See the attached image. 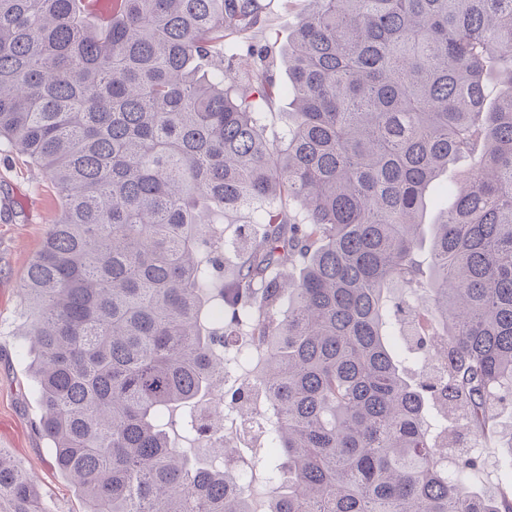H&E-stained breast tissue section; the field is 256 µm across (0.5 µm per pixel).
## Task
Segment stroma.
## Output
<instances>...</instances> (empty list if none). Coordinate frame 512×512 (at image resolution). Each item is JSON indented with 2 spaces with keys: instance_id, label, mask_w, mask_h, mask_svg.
<instances>
[{
  "instance_id": "1",
  "label": "stroma",
  "mask_w": 512,
  "mask_h": 512,
  "mask_svg": "<svg viewBox=\"0 0 512 512\" xmlns=\"http://www.w3.org/2000/svg\"><path fill=\"white\" fill-rule=\"evenodd\" d=\"M262 2L265 9L259 24L225 40L224 54L235 60L232 77L259 63L274 83L277 95L264 107L267 133L274 136L288 123V73L282 49L308 0ZM55 197L52 185L25 157L0 150V451L33 477L49 512H83L80 497L54 466L50 442L37 432L41 410L28 371L30 359L21 351L25 338L17 315L28 266L57 215ZM187 414L180 406L168 410L172 442L191 456H215L212 443L184 429ZM495 414L498 433L484 444L482 464L466 481L469 490L488 499L496 498L512 475V406H499ZM223 435L225 455L233 457L246 475L253 512H267L272 486L265 437L243 438L238 424L229 420Z\"/></svg>"
}]
</instances>
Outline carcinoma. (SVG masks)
<instances>
[{
	"instance_id": "obj_1",
	"label": "carcinoma",
	"mask_w": 512,
	"mask_h": 512,
	"mask_svg": "<svg viewBox=\"0 0 512 512\" xmlns=\"http://www.w3.org/2000/svg\"><path fill=\"white\" fill-rule=\"evenodd\" d=\"M88 2L0 0V143L58 209L19 316L40 431L84 512H251L246 476L172 447L164 414L258 396L267 512H512V492L464 490L481 461L457 446L512 403V0H310L284 53L293 120L272 139L264 72L224 83V37L259 0H112L100 24ZM463 158L426 271V197ZM228 211L262 229L216 331L223 253L203 259L199 215ZM393 287L408 294L388 305ZM246 320L264 368L220 391L217 350ZM402 324L432 355L414 383L386 341ZM0 512H48L2 452Z\"/></svg>"
}]
</instances>
